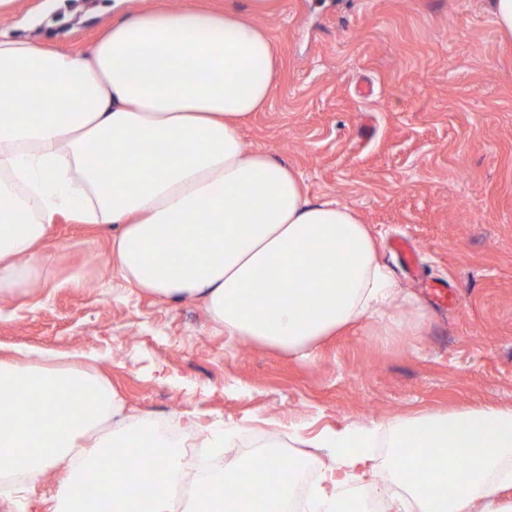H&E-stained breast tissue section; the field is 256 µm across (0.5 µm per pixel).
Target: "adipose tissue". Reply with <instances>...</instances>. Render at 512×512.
<instances>
[{"mask_svg":"<svg viewBox=\"0 0 512 512\" xmlns=\"http://www.w3.org/2000/svg\"><path fill=\"white\" fill-rule=\"evenodd\" d=\"M205 6H144L114 18L86 53L0 33V296L36 283L58 216L112 232L115 272L131 288L201 300L230 338L303 360L349 324L390 314L380 336L416 331L424 313L398 295L378 241L355 211L314 202L299 175L246 151L242 127L264 111L279 59L254 17ZM207 238V251L198 241ZM85 353L0 360V483L63 470L50 512H84L87 476L110 475L101 512H512V407L426 411L387 426L354 423L309 438L329 461L295 509L293 478L315 458L192 470L186 441L128 415ZM390 450L386 467L372 453ZM193 491L176 503L174 487Z\"/></svg>","mask_w":512,"mask_h":512,"instance_id":"ef3b65f1","label":"adipose tissue"}]
</instances>
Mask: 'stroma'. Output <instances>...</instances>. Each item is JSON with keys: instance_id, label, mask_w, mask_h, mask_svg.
<instances>
[{"instance_id": "1", "label": "stroma", "mask_w": 512, "mask_h": 512, "mask_svg": "<svg viewBox=\"0 0 512 512\" xmlns=\"http://www.w3.org/2000/svg\"><path fill=\"white\" fill-rule=\"evenodd\" d=\"M112 3L18 0L0 31L84 52ZM256 22L280 71L269 106L242 129L246 149L298 171L310 199L359 214L399 292L427 308L420 335L377 336L364 319L312 362L231 344L200 301L130 293L112 274L110 233L61 216L36 290L0 297V358L93 353L127 408L155 422L197 436L244 421L231 447L209 451L230 465L268 435L285 446L293 432L512 406V43L491 0H278ZM398 237L415 243L414 267L392 247ZM60 477L0 496V512H46Z\"/></svg>"}]
</instances>
